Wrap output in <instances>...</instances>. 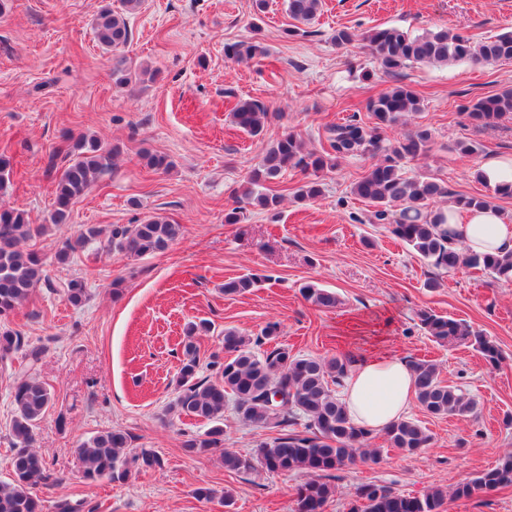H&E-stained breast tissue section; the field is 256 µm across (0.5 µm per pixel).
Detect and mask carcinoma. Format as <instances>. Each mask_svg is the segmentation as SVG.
<instances>
[{
    "label": "carcinoma",
    "mask_w": 512,
    "mask_h": 512,
    "mask_svg": "<svg viewBox=\"0 0 512 512\" xmlns=\"http://www.w3.org/2000/svg\"><path fill=\"white\" fill-rule=\"evenodd\" d=\"M142 0H120V9L107 6L94 23L96 39L105 52L115 51L130 36L127 16L140 9ZM288 15L309 23L322 11L323 0H284ZM338 46L360 44L369 51L379 69L396 74L412 64L448 65L462 61L475 64L512 63V31L499 33L483 41L452 32L446 28L412 35L402 29L373 28L358 32L349 28L335 31ZM224 54L234 61L253 59L264 54L261 43L252 39L224 46ZM122 56H112V80L124 88L140 76ZM420 95L406 84L368 100L366 109L373 122L368 124L352 116L342 123L327 127V145L307 149L302 138L288 132L273 140L259 162L238 189L234 190L236 206L224 214V223L238 224L249 206L274 210L281 195L271 184L289 170L311 175L299 189L302 200H314L321 193L319 173L333 169L340 159L383 155V159L353 186V193L371 207L369 223L385 224L390 234L413 249L423 261L448 273L460 268H474L497 280L512 281V252L506 256L463 253L448 237V216L433 207L435 200L448 194L447 189L430 177L409 176L404 162L414 160L430 149L431 133L417 128L391 144H384L387 129L397 125L409 112H419ZM268 107L259 100H243L231 112L233 123L250 136L264 132ZM466 115L476 127L492 126L512 115V89L477 100L466 107ZM118 150L94 135L74 139L65 164L59 166L50 158L48 168L57 171L54 181L55 209L50 214L53 224L68 223L71 205L86 195L99 175L113 165ZM146 166L167 172L173 162L167 156L146 152ZM45 229L30 222L27 213L0 203V360L8 358L23 346L22 337L4 325L10 314L27 301L34 288L45 279L43 264L36 253L17 249L20 241ZM181 233V226L154 216L140 224L115 225L107 243L114 251L140 257L168 248ZM102 229L87 224L74 243L61 251L57 259L64 262L76 248L99 238ZM260 278L244 275L224 282V294L239 295L257 287ZM70 304L80 306L87 300L80 280L62 285ZM312 304L331 308L336 295L314 284L300 288ZM420 326L437 343L468 342L479 350L486 362L498 364L501 353L497 345L459 320L424 309L418 312ZM206 322L191 324L183 341V359L178 372L183 387L167 412L204 420L210 427L191 436L183 448L191 455L221 451L224 467L248 472L260 467L271 473L288 474L301 471L308 479L295 488L294 512H324L334 489L331 481L338 473L359 463H375L380 449L368 447L372 431L356 425L345 405L336 395L342 386L352 360L349 358L316 359L296 354L286 347L256 352L250 339L234 330L224 331V361L213 356L211 366L218 378L208 384L198 381L200 358L194 336L206 332ZM416 400L427 413L435 416L472 414L475 402L461 389L445 384L439 377L437 364L431 360L412 358ZM286 391L291 404L277 410L269 395ZM233 401L242 422L273 428L286 427L288 432L262 441L252 454L242 455L224 448V406ZM14 416L11 433L15 440L12 474L0 482V512H42L40 500L32 493L39 483H47L50 474L42 458L31 450L34 429L52 403L51 392L30 375L17 378L14 386ZM390 447L414 455L428 447L431 437L418 422L403 418L383 429ZM83 475L89 480L106 477L112 482H125L134 468L161 465L152 451L135 452L130 437L120 430H107L94 436L80 448ZM512 486V454L476 478L457 483L447 490L434 486L420 496L398 494L384 485L366 483L357 488L349 512H443L447 498L468 499L478 490H497Z\"/></svg>",
    "instance_id": "carcinoma-1"
}]
</instances>
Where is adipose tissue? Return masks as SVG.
<instances>
[{
	"label": "adipose tissue",
	"instance_id": "obj_1",
	"mask_svg": "<svg viewBox=\"0 0 512 512\" xmlns=\"http://www.w3.org/2000/svg\"><path fill=\"white\" fill-rule=\"evenodd\" d=\"M447 215L457 244L469 252H512V220L497 207L452 205ZM343 401L352 421L372 431L403 418L415 402L408 360L394 353L358 358L344 381Z\"/></svg>",
	"mask_w": 512,
	"mask_h": 512
}]
</instances>
